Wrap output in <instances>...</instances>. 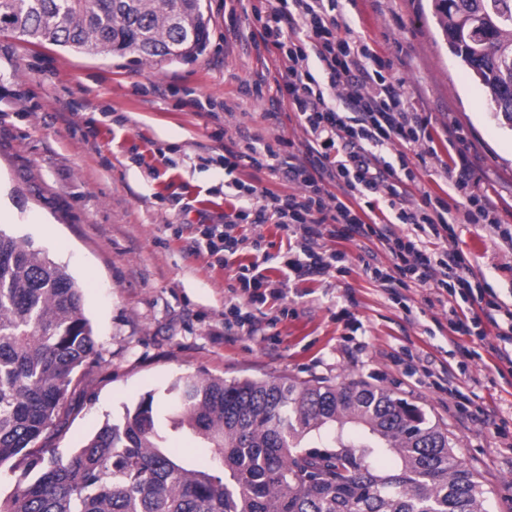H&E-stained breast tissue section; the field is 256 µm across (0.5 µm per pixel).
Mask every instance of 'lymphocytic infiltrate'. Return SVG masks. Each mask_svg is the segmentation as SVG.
<instances>
[{
  "label": "lymphocytic infiltrate",
  "mask_w": 512,
  "mask_h": 512,
  "mask_svg": "<svg viewBox=\"0 0 512 512\" xmlns=\"http://www.w3.org/2000/svg\"><path fill=\"white\" fill-rule=\"evenodd\" d=\"M343 9V0H272L254 8V46L275 48L288 62L276 90L306 134L305 150L284 154L251 135L245 136L242 150H226L224 173L232 178L238 204L223 223L206 225L207 248L214 255L233 256L242 245L235 228L259 226L273 216L287 234L284 263L299 277L328 273L343 260V252L323 251V236L376 239L391 264H366L367 275L395 298L412 285L426 288L425 304L443 308L448 329L458 338L449 351L457 370H465L475 354L462 344L466 336L512 375V304L498 301L462 251L451 247L456 218L446 199L426 192L420 201L407 200L409 183L427 166L419 148L431 138L430 120L417 112L403 80L390 76L386 62L343 21ZM388 152L396 153V162L385 160ZM244 161L302 185L303 194L281 197L233 179ZM449 187L466 200L465 223L484 225L492 238L512 249V228L476 191L468 170H460ZM426 236L446 240V248L427 251L422 246ZM252 248L255 261L234 275L242 300L225 311L228 327L252 324L244 305L261 301L268 285L261 271L267 257L260 243ZM460 302L475 307V314L460 316Z\"/></svg>",
  "instance_id": "1"
}]
</instances>
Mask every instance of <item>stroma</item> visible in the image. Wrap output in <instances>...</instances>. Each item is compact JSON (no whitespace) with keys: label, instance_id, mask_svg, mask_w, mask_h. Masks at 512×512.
Wrapping results in <instances>:
<instances>
[{"label":"stroma","instance_id":"1","mask_svg":"<svg viewBox=\"0 0 512 512\" xmlns=\"http://www.w3.org/2000/svg\"><path fill=\"white\" fill-rule=\"evenodd\" d=\"M204 2L205 51L161 64L31 45L0 31V228L73 276L98 341L95 361L69 389L72 412L55 446L78 447L145 393L165 402L183 374L229 382L355 376L446 428L489 512H512V385L485 353L458 379L468 409L434 387L433 373L450 360L448 321L424 303L422 288L406 290L402 304L366 275V252L390 263L377 240L323 238L326 250L345 253V274L291 280L287 236L272 221L237 226L247 245L231 266L189 252L200 226L221 222L237 203L222 156L237 149L240 132L297 151L306 138L275 92L260 100L243 93L256 76L274 79L285 68L278 51L253 47L255 0ZM346 13L431 120L440 160L418 171L411 200L444 195L448 170L464 167L512 226V127L449 53L428 0H355ZM454 230L475 271L512 300V250L482 225ZM258 235L271 287L284 281L288 289L253 306L258 331L225 328L233 268L253 261L248 242ZM483 410L492 420L480 419Z\"/></svg>","mask_w":512,"mask_h":512}]
</instances>
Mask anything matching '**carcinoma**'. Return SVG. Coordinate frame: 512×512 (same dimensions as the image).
I'll return each mask as SVG.
<instances>
[{
  "label": "carcinoma",
  "instance_id": "obj_1",
  "mask_svg": "<svg viewBox=\"0 0 512 512\" xmlns=\"http://www.w3.org/2000/svg\"><path fill=\"white\" fill-rule=\"evenodd\" d=\"M449 52L512 127V0H431ZM141 63L191 58L202 0H0V31ZM97 354L81 288L0 229V512H488L448 431L385 389L339 382L178 377L78 448L48 447L76 370ZM197 438L200 460L167 446Z\"/></svg>",
  "mask_w": 512,
  "mask_h": 512
}]
</instances>
